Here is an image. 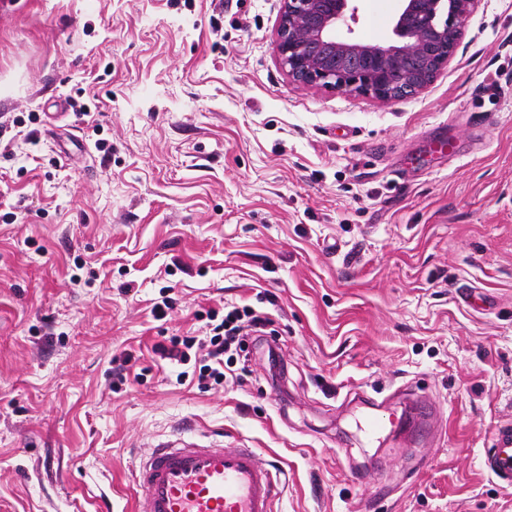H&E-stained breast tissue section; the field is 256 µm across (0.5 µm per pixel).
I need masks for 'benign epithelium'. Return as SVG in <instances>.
I'll return each instance as SVG.
<instances>
[{
	"label": "benign epithelium",
	"mask_w": 512,
	"mask_h": 512,
	"mask_svg": "<svg viewBox=\"0 0 512 512\" xmlns=\"http://www.w3.org/2000/svg\"><path fill=\"white\" fill-rule=\"evenodd\" d=\"M275 38L281 68L297 86L394 100L424 89L448 63L477 0H400L391 42L340 34L353 0H281Z\"/></svg>",
	"instance_id": "benign-epithelium-1"
}]
</instances>
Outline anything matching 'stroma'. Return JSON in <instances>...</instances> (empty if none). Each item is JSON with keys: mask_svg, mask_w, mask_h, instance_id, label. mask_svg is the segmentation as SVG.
I'll return each mask as SVG.
<instances>
[{"mask_svg": "<svg viewBox=\"0 0 512 512\" xmlns=\"http://www.w3.org/2000/svg\"><path fill=\"white\" fill-rule=\"evenodd\" d=\"M355 5L391 39L398 0ZM280 8L0 0V512H131L192 435L277 462L275 512H512V0L389 101L291 84ZM232 306L270 317L237 383L156 353ZM379 402L441 423L409 451ZM485 469L512 486V425H503L495 430L494 448H488Z\"/></svg>", "mask_w": 512, "mask_h": 512, "instance_id": "35a3bbf8", "label": "stroma"}]
</instances>
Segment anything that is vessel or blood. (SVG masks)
I'll return each mask as SVG.
<instances>
[{"mask_svg": "<svg viewBox=\"0 0 512 512\" xmlns=\"http://www.w3.org/2000/svg\"><path fill=\"white\" fill-rule=\"evenodd\" d=\"M486 470L512 486V425L495 430ZM132 512H274L281 470L252 448L158 444L135 469Z\"/></svg>", "mask_w": 512, "mask_h": 512, "instance_id": "1", "label": "vessel or blood"}]
</instances>
